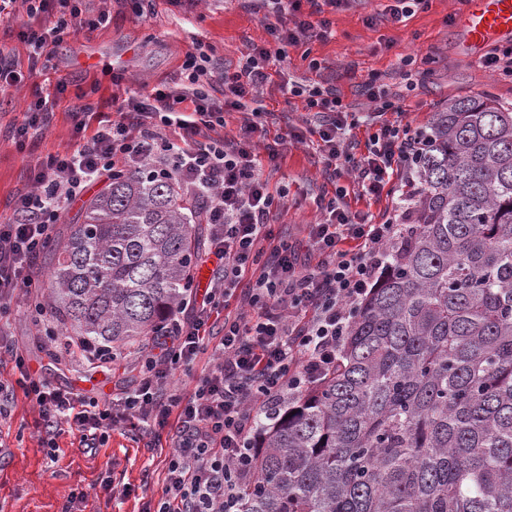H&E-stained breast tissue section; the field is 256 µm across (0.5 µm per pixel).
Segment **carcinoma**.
<instances>
[{
  "label": "carcinoma",
  "instance_id": "obj_1",
  "mask_svg": "<svg viewBox=\"0 0 512 512\" xmlns=\"http://www.w3.org/2000/svg\"><path fill=\"white\" fill-rule=\"evenodd\" d=\"M402 190L415 230L336 367L264 427L245 512H512V107L450 97ZM204 198L112 176L50 258L45 309L129 351L191 299Z\"/></svg>",
  "mask_w": 512,
  "mask_h": 512
}]
</instances>
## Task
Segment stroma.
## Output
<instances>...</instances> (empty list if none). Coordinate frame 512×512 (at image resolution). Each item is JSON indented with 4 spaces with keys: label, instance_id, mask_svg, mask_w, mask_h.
Masks as SVG:
<instances>
[{
    "label": "stroma",
    "instance_id": "stroma-1",
    "mask_svg": "<svg viewBox=\"0 0 512 512\" xmlns=\"http://www.w3.org/2000/svg\"><path fill=\"white\" fill-rule=\"evenodd\" d=\"M379 0H357L336 13L335 34L289 49L285 61H272L270 79L258 102L269 137L286 135L303 125L308 114L289 83L335 84L344 103L370 111L360 86L379 74L400 108L389 121L426 125L451 96H489L512 106V77L467 61L468 49L450 21L458 0H429L426 9L399 23H367ZM111 20L93 31L81 30L56 46L46 70L24 81L9 103L0 105V220L13 213V199L30 190L27 167L70 147L77 138L75 112L90 108L91 122L111 115L120 88L112 75L124 73L129 82L150 91L180 77L184 55L201 44L226 68L237 70L249 44L263 43L267 33L245 0H199L187 15L175 14L168 0H112ZM412 59L411 82H404L401 59ZM318 68H310V60ZM67 89L57 93V82ZM49 98L53 117L42 137L18 150L14 127L36 96ZM264 176L271 192H284L283 205L271 226L277 238L305 242L308 224L318 220L317 201L329 186L322 174L315 136L289 145L278 166ZM34 293L17 291L0 329L52 387L68 386L88 396L116 398L132 389L139 377V356L122 353L111 370L91 369L81 359L61 354V342L49 341L48 319L30 309ZM39 413L25 397H17L8 420L0 422V512H64L76 502L79 512H148L164 490L167 457L172 443L168 430L134 429L117 423L106 445L86 452L79 438L62 429L55 458H47L40 443Z\"/></svg>",
    "mask_w": 512,
    "mask_h": 512
}]
</instances>
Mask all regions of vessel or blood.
Instances as JSON below:
<instances>
[{"label": "vessel or blood", "instance_id": "1", "mask_svg": "<svg viewBox=\"0 0 512 512\" xmlns=\"http://www.w3.org/2000/svg\"><path fill=\"white\" fill-rule=\"evenodd\" d=\"M457 24L477 51L492 42L512 41V0H464Z\"/></svg>", "mask_w": 512, "mask_h": 512}]
</instances>
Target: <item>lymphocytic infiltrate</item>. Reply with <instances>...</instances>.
Instances as JSON below:
<instances>
[{
	"label": "lymphocytic infiltrate",
	"mask_w": 512,
	"mask_h": 512,
	"mask_svg": "<svg viewBox=\"0 0 512 512\" xmlns=\"http://www.w3.org/2000/svg\"><path fill=\"white\" fill-rule=\"evenodd\" d=\"M352 2L251 0L268 39L249 46L239 70L217 67L198 47L184 56L182 84H163L147 95L128 92L116 104L115 119L93 130L86 112H77L78 141L29 165L31 189L15 198L12 219L0 224L1 310L15 289L33 287L39 253L91 184L126 170L206 195L213 284L196 293L142 354L137 386L121 403L49 387L26 370L18 352L12 355L17 384L0 381V420L10 417L16 393H23L39 411L50 457L65 425L90 449L107 443L120 418L172 427L165 489L153 512H244V475L263 420L335 366L353 313L383 274L388 249L407 232L398 209L379 219L350 211L339 183L348 172L366 195L381 196L394 180L409 181L422 150L417 130L384 120L395 103L374 74L361 86L374 105L364 116L344 104L333 84L292 86L305 102L336 188L308 227L307 251L272 236L281 201L262 171L280 150H259L262 113L248 103L266 84L271 58L285 59L287 47L330 36L334 15ZM0 18L16 22L19 39L39 57L70 30L107 24L110 12L104 5L90 9L87 0H0ZM234 111L244 118L238 134L227 138L224 115ZM362 124L370 128L363 144L353 135ZM244 278L249 286L242 291ZM217 328L223 331L218 353L194 392L184 397L170 390L176 366L205 351Z\"/></svg>",
	"instance_id": "lymphocytic-infiltrate-1"
}]
</instances>
